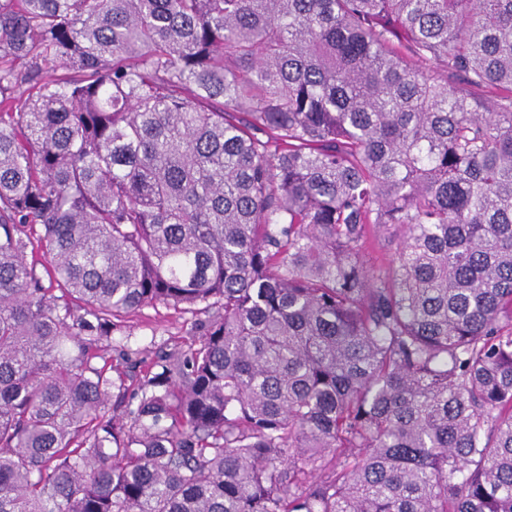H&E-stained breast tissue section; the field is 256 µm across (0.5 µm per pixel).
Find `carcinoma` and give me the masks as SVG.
<instances>
[{
	"label": "carcinoma",
	"mask_w": 512,
	"mask_h": 512,
	"mask_svg": "<svg viewBox=\"0 0 512 512\" xmlns=\"http://www.w3.org/2000/svg\"><path fill=\"white\" fill-rule=\"evenodd\" d=\"M0 512H512V0H0ZM400 239L392 230H380L375 233L373 246L370 254L368 270H377L379 267H386L391 264L395 257ZM208 319L207 313L192 314L182 308L145 306L127 315L121 333L112 335V364L123 373L130 392L161 354L185 351L196 339L195 323ZM131 361L125 363L123 349Z\"/></svg>",
	"instance_id": "obj_1"
}]
</instances>
